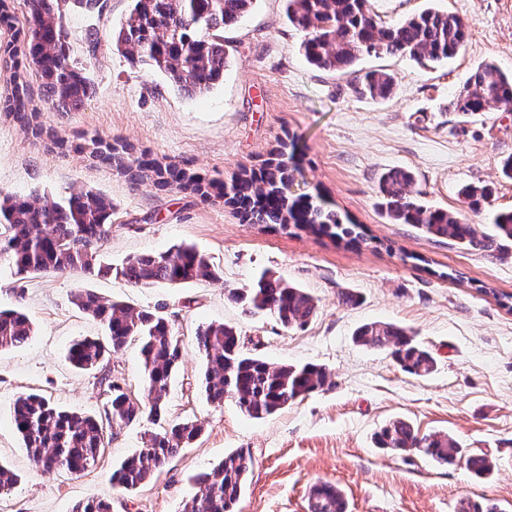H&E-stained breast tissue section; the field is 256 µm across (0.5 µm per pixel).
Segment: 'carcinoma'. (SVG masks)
<instances>
[{"instance_id": "obj_1", "label": "carcinoma", "mask_w": 512, "mask_h": 512, "mask_svg": "<svg viewBox=\"0 0 512 512\" xmlns=\"http://www.w3.org/2000/svg\"><path fill=\"white\" fill-rule=\"evenodd\" d=\"M14 0H0V28L11 39L0 45V65L12 71L10 88L0 95V112L12 116L36 139L49 138L59 149L64 138L39 121L31 104L26 75L42 80L47 102L56 112H78L89 99L90 87L71 59L65 13L69 4L89 12H102L101 0H25L24 22L15 26ZM121 28L112 34L116 47L134 62L164 74L183 91H208L224 75V30L248 13L253 0H131ZM289 23L303 34L301 50L313 66L346 71L363 55H407L417 61L440 63L456 57L467 43L470 25L458 15L426 9L406 19L384 25L377 21L369 0H287ZM393 78L383 72H358L355 91L372 99H387ZM512 106V74H504L487 62L474 70L448 108L463 115L484 112L490 105ZM89 157L131 173L132 181L149 180L160 190L178 185L203 198L225 196L221 180L188 174L164 166L146 154L133 160L126 145L94 136L86 141ZM283 142L279 158L259 171H242L232 180L227 203L244 210L257 224L287 230L291 227L355 248L364 241L360 225L344 224L337 212L313 203L312 195H290L293 180ZM412 173L390 169L379 180L381 205L387 218L413 224L426 235L447 238L487 256L509 252L512 243V209L493 219L494 233L477 237L472 225L459 214L428 205L407 192ZM112 236V202L92 190L78 189L63 201L35 194L29 198L0 197V260L14 275L28 279L42 273H82L97 278L120 277L134 287L155 283L180 285L215 280L218 272L206 255L193 246H175L158 254L132 256L119 265L102 258V246ZM231 298L249 308L274 316L285 328H301L316 313L314 298L304 289L269 271L262 272L252 287L231 292ZM76 305L106 329L104 341L83 338L72 343L67 358L82 371L104 370L99 384L109 395L105 418L59 410L37 393L23 394L14 404L12 420L23 446L44 474H79L97 461L105 448L107 432L119 431L148 416L154 430L145 433L140 453L112 471V486L132 491L155 471L166 466L195 441L201 427L193 421L167 419L165 400L172 373L182 356V344L167 317L159 311L136 309L106 300L91 291L75 295ZM33 335L29 317L19 310L0 311V351L26 344ZM136 340L145 377L144 399L130 397L107 369L111 355ZM357 343L390 352L406 372L430 374L433 352L405 328L372 322L359 327ZM198 351L206 361L204 390L217 404L228 398L246 416L262 419L311 393L334 385L332 374L317 364L302 366L270 363L242 350L240 336L225 324L198 328ZM377 444L400 453L421 451L437 462L453 465L461 458L459 443L450 435H419L403 419L385 424ZM466 465L477 476L493 472L492 462L470 455ZM253 467L251 453L232 451L211 471L196 477L197 493L183 512H231L240 498ZM342 491L330 483L315 484L309 496V512H345ZM72 512H110L108 504L89 497Z\"/></svg>"}]
</instances>
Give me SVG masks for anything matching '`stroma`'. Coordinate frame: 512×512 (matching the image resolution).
<instances>
[{
	"instance_id": "35a3bbf8",
	"label": "stroma",
	"mask_w": 512,
	"mask_h": 512,
	"mask_svg": "<svg viewBox=\"0 0 512 512\" xmlns=\"http://www.w3.org/2000/svg\"><path fill=\"white\" fill-rule=\"evenodd\" d=\"M371 5L386 24L428 7L452 12L470 24L469 39L456 58L434 68L405 56L364 57L360 68L395 82L389 98L372 100L356 94L353 74L306 62L285 0H254L224 32L223 80L191 95L113 45L129 0H106L99 15L68 8L70 55L93 96L81 111L57 112L28 75L42 122L71 147L51 148L0 112V194L59 200L74 189L93 190L112 203V235L102 248L107 260L119 264L192 244L219 278L134 288L115 277L47 273L27 279L20 295V284L0 264V309L22 307L35 325L27 344L0 352V463L19 477L0 493V512H69L89 496L111 503L112 512H182L197 491L194 476L238 448L251 451L254 466L237 512H308L309 489L318 481L342 491L347 512H460L462 504L488 501L512 512V309L494 298L512 294V255L492 259L415 225L391 223L378 194L382 173L407 169L411 195L458 212L480 235L491 233L494 211L512 208V182L500 174L501 160L512 156V111L492 106L466 118L448 108L481 63L512 72V0ZM92 28L101 38L93 57L85 39ZM95 134L227 183L242 169L263 166L280 142L294 138L297 184L320 190L341 218L362 224L366 240L347 249L326 237L252 223L220 199L149 184L132 188L124 173L75 151ZM466 185L489 187L492 195L471 208L460 194ZM265 270L315 297L318 310L305 327L285 329L231 299ZM85 289L169 317L183 346L167 394L169 417L203 428L160 475L131 492L114 490L110 475L140 452L148 422L117 431L95 466L78 475L41 473L11 423L16 398L29 392L69 411L103 416L98 371L75 369L66 358L74 339L104 334L73 302ZM344 291L357 294L358 303L342 304ZM375 321L412 331L434 352V372L409 374L388 351L357 344L356 330ZM211 323L233 326L246 351L270 362L325 366L334 387L260 420L229 400L211 404L195 345L197 329ZM110 366L128 394L142 397L137 342L112 355ZM395 418L423 435L453 436L464 454L491 460L492 474L479 479L462 461L448 466L419 452L401 456L379 448L377 432Z\"/></svg>"
}]
</instances>
